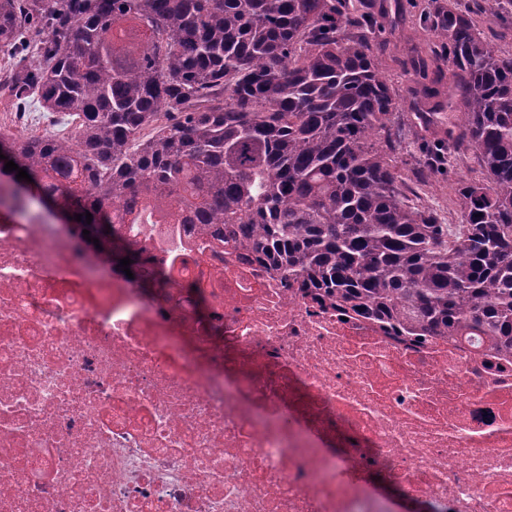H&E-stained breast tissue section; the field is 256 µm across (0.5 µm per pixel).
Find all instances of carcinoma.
Masks as SVG:
<instances>
[{
    "label": "carcinoma",
    "mask_w": 512,
    "mask_h": 512,
    "mask_svg": "<svg viewBox=\"0 0 512 512\" xmlns=\"http://www.w3.org/2000/svg\"><path fill=\"white\" fill-rule=\"evenodd\" d=\"M479 12L431 0L423 20L453 64L430 111L448 107V156L484 174L457 188L454 224L393 164L377 16L350 0H0V51L33 59L0 86L18 111L35 96L76 118L73 140L0 131V167L25 169L38 196L16 194L81 215L115 261L136 260L115 223L181 211L409 336L512 352V53Z\"/></svg>",
    "instance_id": "carcinoma-1"
}]
</instances>
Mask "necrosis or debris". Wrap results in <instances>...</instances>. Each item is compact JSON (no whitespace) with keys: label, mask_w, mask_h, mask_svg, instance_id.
<instances>
[{"label":"necrosis or debris","mask_w":512,"mask_h":512,"mask_svg":"<svg viewBox=\"0 0 512 512\" xmlns=\"http://www.w3.org/2000/svg\"><path fill=\"white\" fill-rule=\"evenodd\" d=\"M8 193L0 512H512V354L343 313L190 224L120 225L126 273Z\"/></svg>","instance_id":"necrosis-or-debris-1"}]
</instances>
